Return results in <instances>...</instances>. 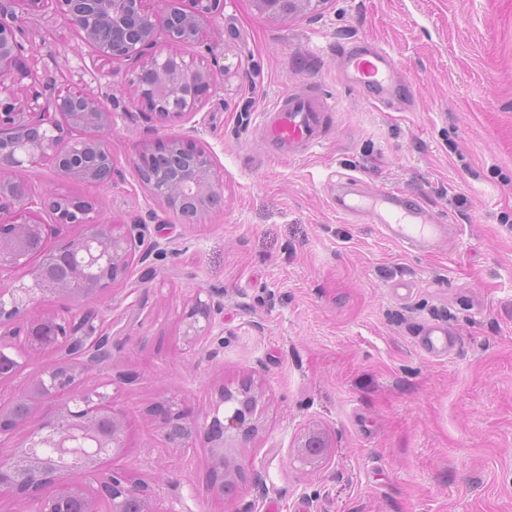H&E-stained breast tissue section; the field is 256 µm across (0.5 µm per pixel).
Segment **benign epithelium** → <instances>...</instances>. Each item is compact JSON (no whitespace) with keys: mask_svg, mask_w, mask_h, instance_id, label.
<instances>
[{"mask_svg":"<svg viewBox=\"0 0 512 512\" xmlns=\"http://www.w3.org/2000/svg\"><path fill=\"white\" fill-rule=\"evenodd\" d=\"M43 0H0V275L27 269L31 284H14L0 289V380L13 376L21 363L5 351L3 338L24 336L27 352H53L55 362L41 370L8 402L0 401V436L22 428L29 443L25 447L0 449V492L34 507L32 512H67L77 497L83 512H128L129 503L138 512H155L145 485L131 476L104 471L91 463L72 478L58 460L31 456L36 441H44L62 455L77 451L76 437L94 443V452L112 448L116 454L125 446L122 414L112 407V396L79 384L84 371L112 359V340L103 332L98 315L84 309L85 301L101 295L107 285L125 274L137 244L145 237L146 225L131 224L125 231L106 222L96 204L53 191L32 192L20 173L42 161L63 177L85 182L112 180L114 162L110 134L117 96L98 90H59L46 83L42 90L18 95V85L30 77L20 72L18 59L26 52L36 57L37 49L25 46L26 28L39 21L29 6ZM54 11L83 37L94 57L109 65L125 66L134 77L137 103L159 123H167L197 111L205 93L218 88V73L185 61L179 47L199 41L204 20L223 6V0H190V9L180 0H155L162 5L153 12L146 0H52ZM325 0H253L258 13L270 19H288L312 13ZM164 24L171 48H156L158 24ZM94 131V136L75 139L65 121ZM141 181L148 192L182 223L195 224L224 205L223 186L212 158L181 137H170L158 151L141 147L134 156ZM50 213L57 224H80L85 232L47 248L40 212ZM73 255L74 277L96 265L103 269L98 279L77 290L68 281L51 277L56 257ZM51 293L70 302L68 318H29L42 295ZM224 313L221 295L209 293L195 298L181 318L182 338L191 345L207 342ZM44 403L55 405L53 416L31 423V411ZM262 396L242 385L221 386L209 410L191 416L179 400L167 401L164 430L187 427L181 438L189 442L195 434L206 435L214 472L210 495L230 496L246 466L245 451L261 428ZM331 445L325 433L313 428L298 440L295 457L315 467L328 455ZM31 460L29 473L21 477L22 457Z\"/></svg>","mask_w":512,"mask_h":512,"instance_id":"obj_1","label":"benign epithelium"}]
</instances>
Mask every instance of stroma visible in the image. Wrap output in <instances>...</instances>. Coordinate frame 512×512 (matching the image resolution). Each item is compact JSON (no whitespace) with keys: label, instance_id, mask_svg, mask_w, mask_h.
I'll return each instance as SVG.
<instances>
[{"label":"stroma","instance_id":"obj_1","mask_svg":"<svg viewBox=\"0 0 512 512\" xmlns=\"http://www.w3.org/2000/svg\"><path fill=\"white\" fill-rule=\"evenodd\" d=\"M25 40L33 81L101 83L121 102L111 184L27 169L36 192L92 198L118 224H147V261L131 260L92 308L112 361L83 376L106 386L128 421L104 469L137 473L158 512H512V0H326L316 17L274 20L224 0L186 61L213 66L202 107L160 124L135 103L127 70L93 81L91 47L51 7ZM357 40L390 57L401 101L382 111L342 77ZM317 90L335 108L325 142L292 159L259 133L279 100ZM180 136L223 179L224 206L181 224L140 181V145ZM371 194L398 188L460 233L437 251H404L377 218L342 215L347 177ZM404 281L411 289L391 291ZM224 294L219 340L191 349L180 319L199 289ZM447 323L457 348L424 356L417 334ZM251 377L263 390L252 481L213 499L207 444L170 446L155 413L168 397L193 415L215 385ZM331 450L313 468L291 448L309 428Z\"/></svg>","mask_w":512,"mask_h":512}]
</instances>
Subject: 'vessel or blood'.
<instances>
[{
	"mask_svg": "<svg viewBox=\"0 0 512 512\" xmlns=\"http://www.w3.org/2000/svg\"><path fill=\"white\" fill-rule=\"evenodd\" d=\"M340 55L344 71L354 86L375 94L389 93L392 65L386 52L380 49L366 52L353 43L344 47ZM331 110L322 97L308 92L295 94L266 113L261 133L273 152L294 157L321 145L326 135V117ZM399 198L394 188H382L352 205L351 210L365 214L386 210L385 231L394 242L406 248L432 249L447 241L452 233L450 225L435 222L420 204L399 206ZM456 343L455 333L442 322L425 324L419 331L418 347L432 359L446 358Z\"/></svg>",
	"mask_w": 512,
	"mask_h": 512,
	"instance_id": "obj_1",
	"label": "vessel or blood"
}]
</instances>
